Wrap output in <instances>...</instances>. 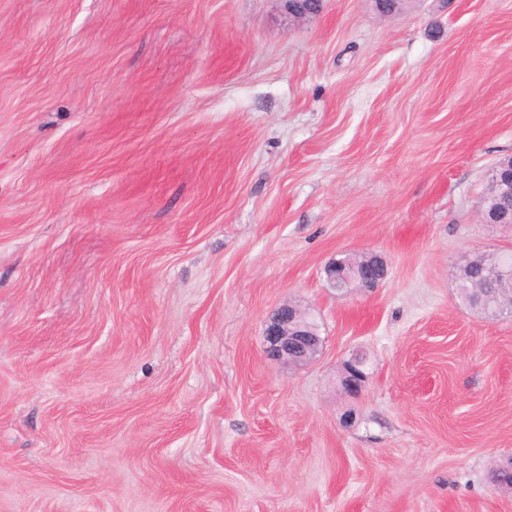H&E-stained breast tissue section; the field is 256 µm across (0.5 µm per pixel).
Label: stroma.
<instances>
[{"label":"stroma","mask_w":512,"mask_h":512,"mask_svg":"<svg viewBox=\"0 0 512 512\" xmlns=\"http://www.w3.org/2000/svg\"><path fill=\"white\" fill-rule=\"evenodd\" d=\"M510 156L512 0H0V512H512ZM512 198V163L509 160L497 163L488 177V197ZM351 269V257L336 259L325 267L326 279L335 288H345L350 284L355 288L370 290L377 288L387 274L383 261L376 255L365 259L362 272L354 279L349 276ZM469 261H471L472 267L481 272L482 282L487 284V287L470 288L465 281H461L457 284L460 300L471 310L489 317L508 314L509 310H505L503 305L510 295L509 288H494L491 283H488L489 272L486 267H483V265L487 266V263L482 255ZM268 353L289 363H306L321 349L317 327L290 303L280 306L265 328Z\"/></svg>","instance_id":"obj_1"}]
</instances>
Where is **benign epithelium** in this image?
Masks as SVG:
<instances>
[{"label":"benign epithelium","instance_id":"benign-epithelium-1","mask_svg":"<svg viewBox=\"0 0 512 512\" xmlns=\"http://www.w3.org/2000/svg\"><path fill=\"white\" fill-rule=\"evenodd\" d=\"M488 195L497 198H512V162L497 163L488 177ZM482 223L502 224L512 227V209L488 206L482 212ZM353 269L352 258L334 260L325 267L327 281L336 288L353 285L364 290L374 289L386 277L383 261L376 255L364 261L362 272L350 278ZM268 353L290 363H306L320 351L321 338L317 327L311 324L300 311L291 304L280 306L270 317L265 328ZM365 363L353 359L345 366L343 385L351 393L359 391L365 377Z\"/></svg>","mask_w":512,"mask_h":512}]
</instances>
